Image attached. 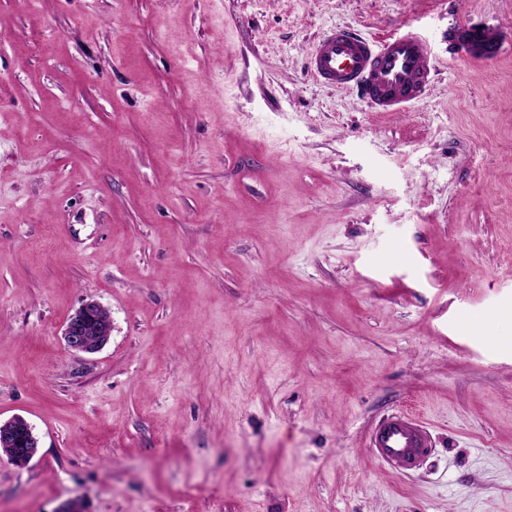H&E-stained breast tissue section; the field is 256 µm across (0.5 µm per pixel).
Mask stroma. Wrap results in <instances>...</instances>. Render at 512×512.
<instances>
[{"label": "stroma", "instance_id": "35a3bbf8", "mask_svg": "<svg viewBox=\"0 0 512 512\" xmlns=\"http://www.w3.org/2000/svg\"><path fill=\"white\" fill-rule=\"evenodd\" d=\"M334 27L419 34L423 100L316 82ZM399 410L409 474L367 448ZM16 416L0 512H512V0H0ZM111 323L110 312L97 301L84 302L68 319L63 336L67 348L74 353L94 354L108 342L110 330L101 332L102 322ZM431 446L428 429L411 411L386 416L369 432L368 448L374 460L403 473L416 470ZM17 420H20V424L18 425ZM10 424L17 425V428L13 430V433L15 434L17 442L22 444L24 447L27 445L28 442L35 441V449L34 450H28L26 449L25 457L22 459L21 462H18L20 466L27 465L31 462V460L34 458V456L37 453V448H39V441L36 436L33 434V428L32 426L23 418L15 417L12 420L6 422L3 424V426H8Z\"/></svg>", "mask_w": 512, "mask_h": 512}]
</instances>
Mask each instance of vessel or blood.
Wrapping results in <instances>:
<instances>
[{
  "label": "vessel or blood",
  "mask_w": 512,
  "mask_h": 512,
  "mask_svg": "<svg viewBox=\"0 0 512 512\" xmlns=\"http://www.w3.org/2000/svg\"><path fill=\"white\" fill-rule=\"evenodd\" d=\"M308 72L328 86L357 91L372 111L387 113L407 111L420 101L436 66L416 34L369 37L338 28L313 45ZM368 446L379 465L409 473L428 455L432 442L419 417L402 411L371 429Z\"/></svg>",
  "instance_id": "b4317fda"
}]
</instances>
